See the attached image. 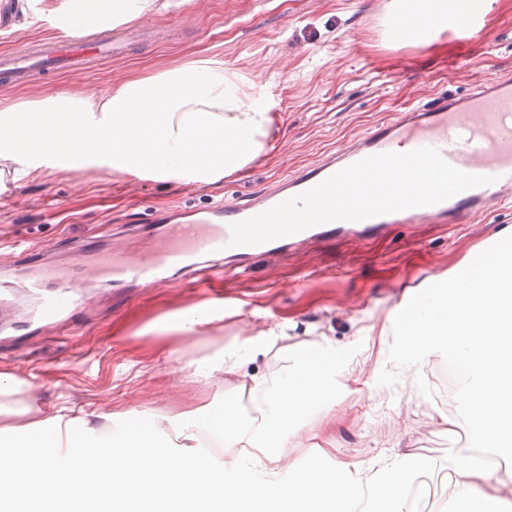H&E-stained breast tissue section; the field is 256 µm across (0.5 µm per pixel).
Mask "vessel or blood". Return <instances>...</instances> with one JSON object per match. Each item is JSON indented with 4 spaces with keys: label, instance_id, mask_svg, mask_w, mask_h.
I'll return each mask as SVG.
<instances>
[{
    "label": "vessel or blood",
    "instance_id": "vessel-or-blood-1",
    "mask_svg": "<svg viewBox=\"0 0 512 512\" xmlns=\"http://www.w3.org/2000/svg\"><path fill=\"white\" fill-rule=\"evenodd\" d=\"M48 24L55 34L47 42L0 56V82L24 86L35 76L63 68L76 72L90 60L116 58L128 51L122 36L88 42L76 37L67 15L51 18ZM422 147L437 149L446 161L466 173L491 177V184L467 189L434 205L361 221H332L258 245H231V224L263 213L364 158ZM511 196L512 77L487 79L466 94L443 93L428 104L408 109L397 119L375 126L342 152L285 177L271 190L246 202L228 201L210 207L195 224H163L136 249L112 247L99 255L92 268L82 272L81 286L89 293L131 282L155 288L170 284L172 273L190 267L200 254L224 253L243 263L258 255L312 242L327 233L364 239L385 235L397 224L428 220L462 224ZM26 288L39 300L33 313L38 321L57 320L73 303L71 297L48 291L41 277L28 279Z\"/></svg>",
    "mask_w": 512,
    "mask_h": 512
}]
</instances>
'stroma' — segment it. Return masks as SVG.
Segmentation results:
<instances>
[{
    "label": "stroma",
    "instance_id": "obj_1",
    "mask_svg": "<svg viewBox=\"0 0 512 512\" xmlns=\"http://www.w3.org/2000/svg\"><path fill=\"white\" fill-rule=\"evenodd\" d=\"M17 17L0 31V54L49 38L43 14L63 0H15ZM386 0H180L167 11L129 23L132 50L85 71L56 73L26 87L0 85V105L55 91H100L131 75L183 65L199 53L265 84L275 101L268 148L254 164L211 185L177 179L140 181L106 167L44 166L35 179L0 167V282L15 288L0 311V371L18 374L39 393L42 416L64 406L112 412L123 423L185 410L207 415L240 404L247 392L174 375L192 341L161 347L139 335L147 322L197 307L195 276L170 285L103 288L83 296L65 321L39 328L21 322L32 303L20 287L45 270L78 273L122 242L136 248L153 212L196 210L235 197L247 200L283 177L342 149L351 140L437 94H463L477 82L512 74V0H495L484 25L419 46L393 43ZM512 225V199L465 224H398L361 243L342 237L256 257L246 272L224 269L226 316L210 331L231 340L256 335L269 322L287 324L294 359L336 355V424L289 439L302 459L328 448L333 458L365 463L423 455L433 470L417 479L421 512H451L448 451L459 450L463 424L440 422L434 355L408 380L387 360L381 328L391 311L447 274Z\"/></svg>",
    "mask_w": 512,
    "mask_h": 512
}]
</instances>
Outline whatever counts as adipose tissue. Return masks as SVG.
<instances>
[{"label": "adipose tissue", "instance_id": "obj_1", "mask_svg": "<svg viewBox=\"0 0 512 512\" xmlns=\"http://www.w3.org/2000/svg\"><path fill=\"white\" fill-rule=\"evenodd\" d=\"M493 3L391 0L385 23L391 29L408 22L417 45L471 28ZM170 6V0L67 2L80 30ZM273 107L264 86L219 56L201 55L103 92L64 91L0 107V163L22 161L26 176L48 164L104 163L123 174L147 169L157 179L212 184L265 152ZM223 317L204 305L152 320L139 333L200 340ZM286 334V325L272 323L253 343L276 367L243 382L252 418L227 407L202 421L191 412L166 416L147 429L116 423L103 410L36 421L35 388L0 372V413L28 422L22 453L0 456V504L32 512H79L82 503L101 505V512H139L140 500L156 512H410L415 479L431 466L426 457L374 464H328L319 454L300 464L289 457L288 439L301 437L306 416L319 415L325 424L333 419L336 356L326 354L317 364L289 361ZM240 370L236 344H221L196 362L192 378L230 384ZM170 430L181 436L180 450L163 443ZM203 432L224 447V457L200 443ZM500 485L481 457L459 459L449 482L453 512H505Z\"/></svg>", "mask_w": 512, "mask_h": 512}]
</instances>
